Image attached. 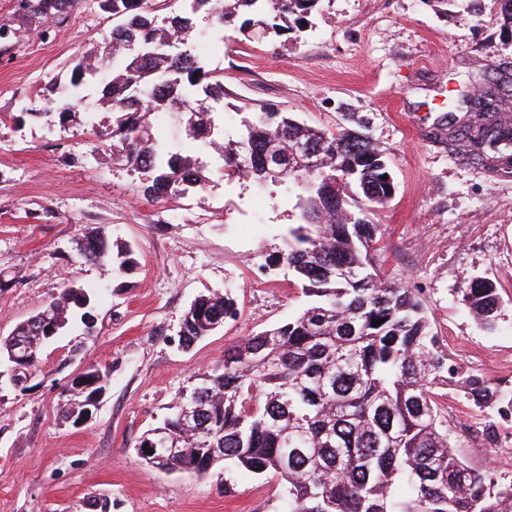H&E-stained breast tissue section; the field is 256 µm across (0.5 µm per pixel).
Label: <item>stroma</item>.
Listing matches in <instances>:
<instances>
[{"instance_id": "stroma-1", "label": "stroma", "mask_w": 512, "mask_h": 512, "mask_svg": "<svg viewBox=\"0 0 512 512\" xmlns=\"http://www.w3.org/2000/svg\"><path fill=\"white\" fill-rule=\"evenodd\" d=\"M38 0H0V336L74 281L96 291L97 333L81 328L49 346L27 389L0 399V512H87L103 494L112 512H281L282 482L221 465L199 477L142 461L135 445L196 375L237 340L300 313L306 297L287 270L265 268L299 211L281 186L227 179L207 156L210 181L179 199L140 190L143 176L115 164L112 114L94 125L43 113L40 86L65 81L73 64L103 49L114 21L92 0H66L41 15ZM493 0H322L304 29L257 38L224 29L208 69L224 78V131L261 104L334 131L349 112L368 121L386 153L396 192L371 219L378 271L422 299L448 362L512 390V172L457 157L429 137L458 86L512 82V32ZM34 116L12 121L21 107ZM98 228L127 243L138 266L118 278L111 263H82L77 244ZM473 278L501 297L494 331L461 302ZM231 289L239 315L191 349L175 337L206 290ZM108 368L93 419L62 423L63 390L76 373ZM448 436L475 469L512 479V426L440 387ZM495 436H488V427Z\"/></svg>"}]
</instances>
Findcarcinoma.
<instances>
[{"instance_id": "obj_1", "label": "carcinoma", "mask_w": 512, "mask_h": 512, "mask_svg": "<svg viewBox=\"0 0 512 512\" xmlns=\"http://www.w3.org/2000/svg\"><path fill=\"white\" fill-rule=\"evenodd\" d=\"M190 12L157 24L143 0H99L112 7L119 25L112 31L107 64L112 84L102 99L112 112V158L146 175L144 193L156 199L181 198L209 176L199 162L157 137L146 112H175L186 118L189 135L220 150L224 175L256 184L293 181L301 189L295 208L300 222L288 228L282 248L268 254L269 270L292 275L306 308L285 322L238 340L224 361L196 376L186 395L137 447L161 456L147 462L168 471L208 473L211 449L223 461L252 474L280 476L286 512H512V480L502 482L469 467L448 438L437 388L455 375L479 408L512 423V392L494 390L484 378L460 374L432 334L422 300L407 288L384 281L374 252L378 225L373 208L390 200L396 183L383 150L357 127L327 131L307 126L286 112H250L236 138L224 135L221 80L200 57L184 50L192 26L189 14L212 19V34L241 20L245 31L261 22L281 35L302 28L321 0H183ZM98 63L80 59L65 90L48 86L39 94L59 119L76 117V94ZM203 92L212 100L196 99ZM484 111H472L469 93L448 102L450 113L465 110L464 121L435 127L434 139L448 152L477 160L493 171L512 169V93L483 94ZM316 155L322 171L298 169L297 146ZM288 165L273 179L269 160ZM341 170L335 186L326 176ZM81 257L96 263L112 258L125 273L135 263L124 244H109L97 229L81 240ZM462 301L487 330L500 316V294L490 279L471 280ZM239 312L229 292L209 290L185 310L178 343L189 348ZM77 318L91 336L96 327L95 289L79 281L11 333L0 337V368L19 351L39 367L53 343L47 328ZM383 320L378 327L372 321ZM107 370L92 368L84 388L65 395L62 419L71 421L103 392Z\"/></svg>"}]
</instances>
